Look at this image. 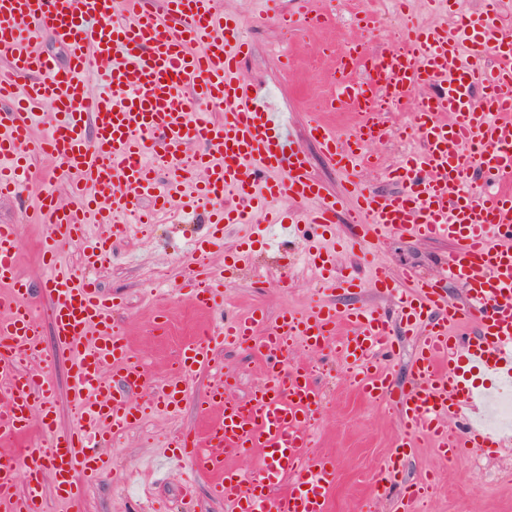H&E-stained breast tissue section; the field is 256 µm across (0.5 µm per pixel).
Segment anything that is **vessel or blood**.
<instances>
[{"label": "vessel or blood", "instance_id": "obj_1", "mask_svg": "<svg viewBox=\"0 0 512 512\" xmlns=\"http://www.w3.org/2000/svg\"><path fill=\"white\" fill-rule=\"evenodd\" d=\"M122 6L117 13L113 0H0V53L7 57L0 99L13 101L0 112V198L15 195L35 155L60 160L71 175L74 204L60 205L46 186L38 212L48 232L43 294L51 326L75 355L70 403L76 418L71 430L58 431L50 372L18 366V355L42 354V338L25 303L31 285L17 272L16 227L0 224V383L12 389L0 401V512H46L48 479L60 500L79 507L84 486L109 469L112 436L141 419L134 394L153 388L154 409H178L187 376L210 368L226 346L249 350L263 366L262 379L242 402L230 399L229 376L216 374L202 397L212 413L206 428L176 440L169 462L210 477L213 495L236 512H329L336 466L306 453L321 398L310 369L288 362L296 345L321 351L335 344L362 395L394 398L406 439L427 438L448 459L466 449H492L495 440L477 418L486 398L470 376L489 373L512 385V28L503 24L498 0H487L483 12L456 28L414 27L402 52L371 60L350 47L340 66L365 77L340 78L329 105L359 113L356 134L320 123L309 128L352 184V215L366 235L452 243L449 272L466 290L463 303L449 301L426 279L394 275L382 264L371 269L372 286L385 289L400 316L424 329L417 383L400 392L371 363L375 355H395L389 316L377 307L329 305L285 310L272 321L261 310L225 319L183 343L175 370L151 386L143 361L115 329L114 300L64 269L62 245L79 242L85 265L100 263L108 253L104 227L127 233L122 219L135 211L152 223L177 194L191 209L210 201L219 224L260 227L259 213L279 198L306 205L310 230H329L336 218V197L324 195L282 116L241 77L248 45L215 0H164L157 14L143 0H122ZM275 20L296 31L325 17L303 9ZM41 34L66 47L67 67L37 50ZM92 72L104 77L107 94L89 91L85 78ZM418 88L424 94L410 136L421 149L391 168L396 191L358 184L369 162L366 144L393 133L377 100ZM46 104L53 118L48 133L38 136L34 127ZM219 108L224 118L217 122L210 112ZM176 154L190 155V163L160 181L159 160ZM486 175L503 183L491 196L476 188ZM308 261L329 288L339 287L333 255L317 252ZM223 285V273L205 267L188 295L196 307L212 310L223 302ZM473 319L477 335H456ZM340 324L347 328L342 337ZM36 429L44 443L16 452L15 444ZM250 455L258 459L256 472L227 468V460Z\"/></svg>", "mask_w": 512, "mask_h": 512}]
</instances>
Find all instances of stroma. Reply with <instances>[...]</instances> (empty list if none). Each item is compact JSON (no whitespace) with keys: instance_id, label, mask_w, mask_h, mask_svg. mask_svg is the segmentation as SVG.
<instances>
[{"instance_id":"35a3bbf8","label":"stroma","mask_w":512,"mask_h":512,"mask_svg":"<svg viewBox=\"0 0 512 512\" xmlns=\"http://www.w3.org/2000/svg\"><path fill=\"white\" fill-rule=\"evenodd\" d=\"M215 2L224 13L239 19L243 38L250 45L242 76L260 86L285 112L289 128L307 155L310 173L327 193L339 196L345 195L348 185L308 133L313 120L345 133L352 132L356 125L351 113L327 108L333 90V63L325 54L326 48L359 38L368 53L385 52L391 48L386 33L405 32L415 22L455 27L461 19L479 14L484 6V0H452L451 5L433 8L427 0H406L401 8L381 4L380 0H311V10L332 14L333 22L288 34L270 17L264 0ZM367 10L379 15L381 31L369 34L355 24V13ZM417 148L413 139L406 143L389 139L369 144L375 164L360 172V180L380 191L395 190L389 169ZM30 171L31 178L19 196L0 199V224L17 225V270L38 288L43 280L42 244L47 234L39 222L38 192L48 183L59 201L71 203L72 196L58 161L47 156L33 157ZM272 232L278 244L267 248L250 226L228 224L218 231L207 224L200 212L176 222L134 226L126 235L113 239L111 254L94 269L85 268L75 244L64 246L62 261L72 271L88 274L98 288L121 302L115 315L117 327L157 380L168 376L186 339L218 324L223 315L243 318L261 309L272 320L283 310L304 311L316 304L393 309L391 298L365 280L368 263L375 258L386 261L392 271H412L438 281L454 301L465 299L462 286L448 275V240H418L395 233L379 242L370 241L366 250H353L345 243L361 234L362 229L348 223L346 217H339L327 246L335 252L341 274H356L364 283L359 288L330 290L317 281L302 259L303 230L290 232L276 226ZM204 236L211 241L205 255L208 263L231 265L238 252L249 253L247 265H231V283L224 290L223 312L219 315L196 308L180 292L197 267L194 243ZM152 275L157 278L154 286L166 292V299L157 301L150 296L146 280ZM161 317L169 324L164 337L152 332L154 322ZM40 330L56 385L57 428L63 431L72 427L75 420L68 400L72 356L58 344L50 321H43ZM394 331L399 349L386 371L395 387L402 389L414 379L417 339L406 335L403 324H395ZM215 360L225 374L235 377L233 393L237 399H246L262 377L260 362L245 350L225 348L216 352ZM288 361L315 370L322 404L310 452L331 457L335 462L336 485L330 512H361L370 498L376 501L375 512H398L405 485L426 477L432 478L433 485L419 504L420 512H512V432L502 434L499 446L482 454L483 471L476 474L469 457L445 461L426 439H416L410 448H402L396 409L389 403L363 398L332 350L312 352L296 347L290 351ZM209 383V377H194L190 394L178 411L147 412L138 424L113 438L110 472L97 483L85 486L81 512H142L148 499L168 504L174 510L188 488L194 492L197 512H232L224 501L210 495L206 480L199 479L191 485L183 472H159L151 467L174 436L201 425L200 397ZM399 448L404 455L398 483L377 491L380 463Z\"/></svg>"}]
</instances>
